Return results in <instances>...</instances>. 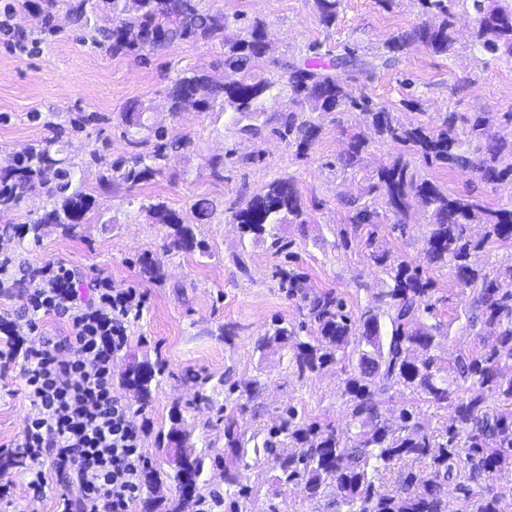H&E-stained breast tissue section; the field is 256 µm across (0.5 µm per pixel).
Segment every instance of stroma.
I'll list each match as a JSON object with an SVG mask.
<instances>
[{
  "instance_id": "35a3bbf8",
  "label": "stroma",
  "mask_w": 512,
  "mask_h": 512,
  "mask_svg": "<svg viewBox=\"0 0 512 512\" xmlns=\"http://www.w3.org/2000/svg\"><path fill=\"white\" fill-rule=\"evenodd\" d=\"M91 19L78 17L79 0H0L16 8L13 23L34 32L39 40L32 54L11 52L0 43V166L14 155L36 146L62 150L77 182L97 199L90 223L76 234L48 225L39 241L19 238L17 229L41 213L48 197L36 186L21 208L0 216V255L14 265L61 261L83 280L111 278L118 286H132L146 295L142 314L128 329L129 342L112 364V390L127 397L121 382L126 369L143 360H163L164 375L152 385L145 408L151 430L142 451L150 465L167 470L166 457L156 445L159 431L168 430L173 410L198 448L209 459L198 484L201 494L224 491V469L217 457L224 452V425L219 415L235 417L251 435L253 453L243 475L258 491L237 504V512H267L278 503L281 512H326L334 494L326 488L322 500L308 499L291 486L274 492L271 464L257 449L263 429L280 408L293 405L305 415L331 422L341 434L353 430L347 409L346 380L352 367L343 360L317 373L298 375L290 349L260 350L258 343L274 319L298 323L299 300L288 298L274 276L276 267H292L308 275L314 290L341 293L353 313L370 307L388 277L365 257L361 232L349 222V200L363 195L373 170L399 152L398 145L381 140L357 111L323 114L321 132L308 158L296 157L294 147L273 134L277 112L287 109L289 91L277 81L261 112L232 116L228 112L169 111L166 88L177 75L211 70L224 51L220 40L191 39L170 44L146 57L113 53L106 36L112 26L107 0H93ZM205 8L230 16L226 36L246 37L254 22H262L276 55L308 56L319 48L322 59L355 49L371 58L384 55L386 42L419 23L418 0H393L390 8L374 0H343L336 22L320 24L314 0H203ZM472 18L459 15L456 49L436 55L413 42L398 63L380 68L350 86L352 96H366L379 107L397 112L402 122L454 112L470 118L478 112L512 113V63L498 60L475 47L470 38ZM146 108L145 126L126 127L123 113L130 101ZM247 124L263 126L261 136L241 134ZM187 141L188 151L174 158L165 172L133 189L120 185L119 165L133 152H149L154 131ZM364 136L369 148L353 167L339 159L349 134ZM224 161L223 181H214L209 159ZM291 177L311 217L306 229L285 224L280 235L288 247L275 252L269 242L243 236L231 210L280 177ZM109 191H101L103 180ZM214 200L217 209L208 222L192 223L195 239L205 241L209 254L175 248L170 230L154 223L143 210L146 200L164 201L182 217L197 196ZM381 224L379 245L402 259L421 265L433 283V308L424 320L440 325L439 353L454 359L481 349L482 341L468 319L473 293L459 285L451 267L424 262L429 218L416 211L407 229H399L384 197H376ZM248 271L240 273L236 258ZM152 261L161 277L153 279L144 267ZM263 386L253 401L243 390L253 379ZM206 401H198L197 391ZM35 407L16 388L13 375L0 378V444H7ZM28 478L17 466H0V484L11 493L0 499V512H54V497H35Z\"/></svg>"
}]
</instances>
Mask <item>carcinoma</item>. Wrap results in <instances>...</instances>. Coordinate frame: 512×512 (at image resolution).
I'll return each instance as SVG.
<instances>
[{
  "mask_svg": "<svg viewBox=\"0 0 512 512\" xmlns=\"http://www.w3.org/2000/svg\"><path fill=\"white\" fill-rule=\"evenodd\" d=\"M422 20L402 35L391 38L386 53L376 61L360 58L351 49L326 66L308 58L303 62L272 54L264 25H252L246 39L228 41L224 31L228 17L202 5V0H112V52L150 51L176 40L220 39L224 52L213 67L230 74L228 82L217 83L203 71L177 77L167 89L172 112H181L194 103L200 112L220 109L238 114L257 112L269 96L274 82L257 75L264 65L285 78L292 95V107L275 116L272 132L296 147L304 157L321 130L314 114L351 108L361 114L375 133L400 146L391 161L381 164L366 194H380L405 228L413 213H429L426 261L430 265L451 266L463 286L475 292L470 326H480V352L459 355L452 361L437 354L439 330L423 320L430 312L432 282L419 265H412L378 245V215L366 202H350L353 224L366 230V257L388 276V288L374 296L376 309L368 308L358 318L346 310L344 298L333 290L317 292L308 276L297 270H280V287L288 297L299 298L303 320L297 325L280 321L262 338L260 348L291 345L293 360L303 375L321 371L338 361L357 356L356 366L346 382L348 409L356 431L341 437L328 423L304 417L292 406L278 414L268 429L262 451L272 458L275 475L272 485L301 488L311 500L322 496L326 486L335 494L328 506L335 512H505L508 494L490 484L494 473L512 467V264L494 275L480 273L469 261L471 253L483 248L484 240L468 236L467 226L483 224L487 237L512 240V204H488L473 190L448 195L430 179L417 173L413 158L428 166H439L469 176L485 185L512 179V137L489 135L497 123L491 112H478L465 120L458 132L459 117L441 113L418 123L404 124L397 113L377 107L366 97L349 93L351 83L379 67L398 61L411 42H418L435 54H452L456 44L458 11L470 13L476 24L471 34L474 45L494 57L512 63V4L509 0H419ZM320 23L335 24L342 0H314ZM145 108L132 101L123 121L127 127L144 126ZM156 142L147 155L133 154L120 165V179L133 188L162 175L175 154L189 143L155 133ZM368 144L363 136L350 137L340 158L344 167L361 160ZM55 172L57 183L48 190L53 205L23 225V236L40 239L43 227L55 224L72 233L92 219L94 195L74 184L65 159L49 147L31 150L25 159L0 168V214L18 208L29 192L42 182L46 170ZM158 224L176 228L175 242L209 253L208 245L195 240L183 219L162 201L146 205ZM215 204L207 197L196 199L191 213L202 222L211 218ZM242 233L255 240H271V247L283 250L277 233L282 224L305 229L307 212L302 197L289 178H278L266 191L253 196L232 212ZM385 309L390 329L382 333L379 309ZM308 340L298 341L301 331ZM360 335L364 344L350 346ZM156 368L149 362L135 363L123 375L134 398L143 403L151 393ZM472 380L462 389L458 380ZM397 387L425 396L435 409L452 408V423L435 428L421 422V412L402 406L387 414L385 404ZM500 400L506 409H487V395ZM179 434L186 466H173L166 473L146 466L141 487L146 501L155 507L167 502L164 512H187L206 466V455L196 452L191 433L175 411L164 437ZM245 431L238 421H224V484L240 497H249L254 487L243 483L241 469L248 467ZM396 462L410 469L395 485L380 482L381 471ZM176 485L177 497L162 496L164 484ZM455 484L463 494L456 506L448 502L446 487Z\"/></svg>",
  "mask_w": 512,
  "mask_h": 512,
  "instance_id": "1",
  "label": "carcinoma"
}]
</instances>
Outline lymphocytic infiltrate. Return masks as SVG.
<instances>
[{
	"mask_svg": "<svg viewBox=\"0 0 512 512\" xmlns=\"http://www.w3.org/2000/svg\"><path fill=\"white\" fill-rule=\"evenodd\" d=\"M20 278L34 290L23 314L0 312L9 326L0 337V369L17 368L37 412L8 456L28 473L33 495H42L53 478L67 480L56 512H131L147 465L141 443L150 421L134 423L132 404L113 395L112 363L128 344V325L141 314L145 295L107 277L81 287L62 262L18 270L1 257L0 288ZM40 315L59 319L66 336L32 341Z\"/></svg>",
	"mask_w": 512,
	"mask_h": 512,
	"instance_id": "f902f5d3",
	"label": "lymphocytic infiltrate"
}]
</instances>
